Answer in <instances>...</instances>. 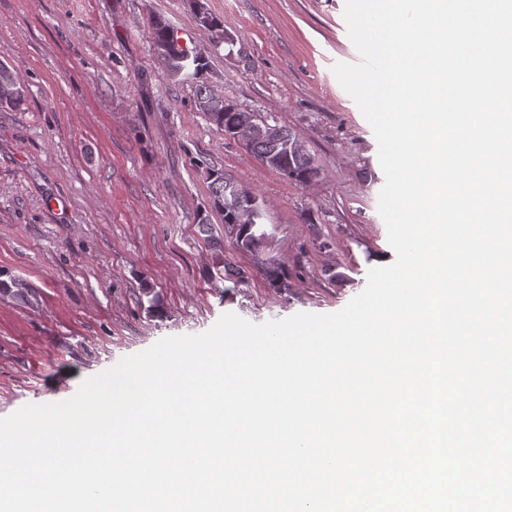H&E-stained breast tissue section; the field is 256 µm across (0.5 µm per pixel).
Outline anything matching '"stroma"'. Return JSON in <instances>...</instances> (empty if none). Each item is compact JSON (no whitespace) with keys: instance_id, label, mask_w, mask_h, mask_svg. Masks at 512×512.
<instances>
[{"instance_id":"1","label":"stroma","mask_w":512,"mask_h":512,"mask_svg":"<svg viewBox=\"0 0 512 512\" xmlns=\"http://www.w3.org/2000/svg\"><path fill=\"white\" fill-rule=\"evenodd\" d=\"M344 4L205 0L232 37L217 49L187 0H0V62L26 91L20 108L0 107V268L31 290L26 304L0 295V418L228 312L254 324L336 312L394 262L378 144L332 72L357 54ZM154 15L205 52L203 81L305 141L311 183L282 179L208 122L194 84L159 65ZM212 170L258 197L257 249L211 208ZM271 259L282 287L260 272Z\"/></svg>"}]
</instances>
